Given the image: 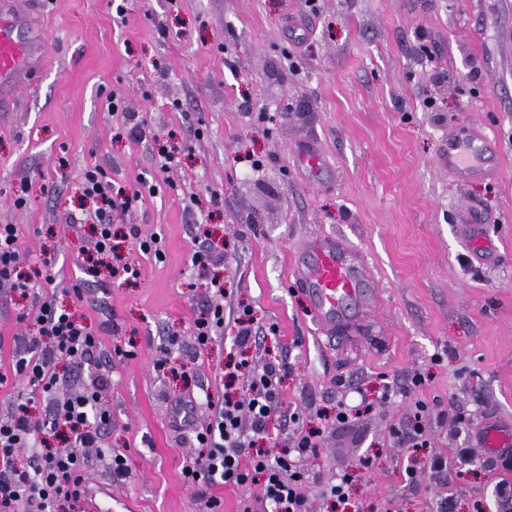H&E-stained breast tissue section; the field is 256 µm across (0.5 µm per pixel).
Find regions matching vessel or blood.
<instances>
[{
	"mask_svg": "<svg viewBox=\"0 0 512 512\" xmlns=\"http://www.w3.org/2000/svg\"><path fill=\"white\" fill-rule=\"evenodd\" d=\"M46 55L28 13L19 9L15 0H0V112L13 110L18 89L34 81ZM438 165L455 180L468 182L489 176L494 159L481 132L473 129L464 135H449ZM483 221L482 213L474 209L466 210L461 217L463 230L480 257L491 250L477 232ZM304 251L307 258L293 265L292 276L306 293L323 329L336 331L351 321L353 312H368L377 305V295L368 290L372 278L369 267L335 238L311 236ZM478 439L498 455L512 447V430L490 422L479 430ZM82 494L89 512H113L109 486L93 482L83 486Z\"/></svg>",
	"mask_w": 512,
	"mask_h": 512,
	"instance_id": "1",
	"label": "vessel or blood"
}]
</instances>
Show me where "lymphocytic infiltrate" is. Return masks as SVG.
I'll return each mask as SVG.
<instances>
[{"label":"lymphocytic infiltrate","mask_w":512,"mask_h":512,"mask_svg":"<svg viewBox=\"0 0 512 512\" xmlns=\"http://www.w3.org/2000/svg\"><path fill=\"white\" fill-rule=\"evenodd\" d=\"M84 197L100 200L106 209L125 212L143 196L142 189H128L112 183L100 166L87 168L81 183ZM81 267L96 278L101 270L114 277L135 276L131 264L118 263V245L111 225L99 224L91 247L80 249ZM47 268L26 273L19 248L18 229L0 224V284L26 292L33 278L47 277ZM36 333L47 340L44 348L32 347L17 357L8 377L25 384L11 402L9 417L0 421V512H57L68 503L72 512L79 507V488L88 478L91 457L105 458L113 475L128 474L123 454H108L101 438L111 422L109 413L96 408L98 391L89 389L59 396L56 361L84 366L93 356L98 340L74 314L47 296L34 318ZM256 336L252 318L238 319L233 338L235 351L225 364L226 381L238 376L249 379L244 396L225 395L210 422L195 426L194 445L199 453L182 470L188 484L231 486L246 490L260 488V500L271 512H305L302 486L308 480L303 462L313 455L317 444L311 435L302 436L293 447L281 446L276 434L279 412V382L285 363L270 361L252 365L247 350ZM51 404L44 421H36L30 404L36 397ZM31 449L29 466L18 464V454ZM252 456H245V449Z\"/></svg>","instance_id":"f902f5d3"}]
</instances>
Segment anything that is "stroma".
Instances as JSON below:
<instances>
[{
    "label": "stroma",
    "mask_w": 512,
    "mask_h": 512,
    "mask_svg": "<svg viewBox=\"0 0 512 512\" xmlns=\"http://www.w3.org/2000/svg\"><path fill=\"white\" fill-rule=\"evenodd\" d=\"M19 2L40 10L49 60L14 111L0 112V224L17 226L28 263L53 255L54 281L25 296L0 287V374L30 334L19 314L46 293L94 332L92 361L60 367V391L110 375L101 445L125 454L129 474L97 459L91 479L110 483L129 512H241V491L213 488L221 505L211 511L186 483L193 434L176 404L195 397L196 422L209 421L247 306L264 337L253 364L274 357L289 368L280 399L299 418L281 441L318 433L304 462L306 512H353L322 488L363 458L371 477L352 489L363 512H434L448 493L456 512H476L498 482L512 483V468L475 441L490 416L512 420V0H316L313 11L306 0H124L120 15L110 0ZM114 89L149 138L108 112ZM475 127L495 142L498 164L460 184L436 160L448 133ZM156 134L178 149L166 170L152 156ZM303 141L322 154L318 174L296 156ZM95 164L115 183L142 179L156 191L112 219L137 278L77 294L78 247L97 208L80 186ZM24 179L29 203L18 209ZM471 206L497 247L485 261L457 224ZM316 234L341 238L375 269L380 305L342 335L320 328L289 276ZM151 235L163 258L139 250L137 238ZM201 247L223 296L193 271ZM215 304L226 332L199 346L193 321ZM184 366L195 370L188 384ZM21 387L10 377L0 386V420ZM418 400L448 467L412 483L400 433ZM341 403L360 412L336 427ZM463 449L481 465L461 478Z\"/></svg>",
    "instance_id": "stroma-1"
}]
</instances>
